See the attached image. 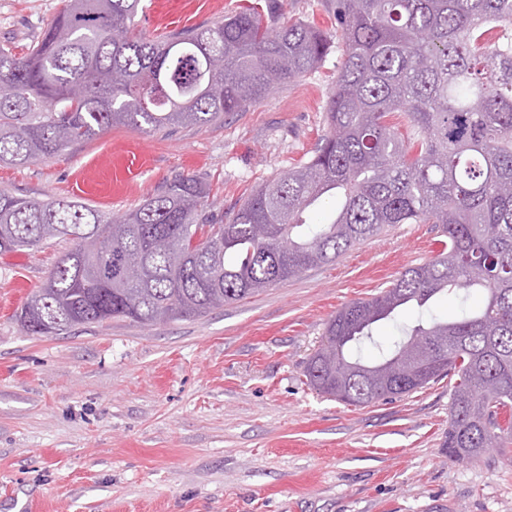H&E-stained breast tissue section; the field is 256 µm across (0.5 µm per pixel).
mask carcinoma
Masks as SVG:
<instances>
[{
    "label": "carcinoma",
    "instance_id": "cac0c4a2",
    "mask_svg": "<svg viewBox=\"0 0 512 512\" xmlns=\"http://www.w3.org/2000/svg\"><path fill=\"white\" fill-rule=\"evenodd\" d=\"M342 34L327 131L303 165L259 185L228 222L206 217L207 185L178 177L112 216L68 198L0 187V255L69 246L24 304L22 331L59 336L112 319L141 326L204 316L305 270L336 262L393 224H436L448 242L327 322L304 376L348 405L453 377L443 447L465 461L512 441V0H325ZM141 0H66L41 40L0 47V162L27 165L116 125L205 126L314 69L329 37L277 28L246 5L211 25L145 40ZM405 125L407 134L399 132ZM325 224L304 214L328 197ZM167 240L171 249L155 250ZM483 294L480 311L417 319L366 362L353 345L380 322L441 295ZM419 337L446 346L421 376L404 372Z\"/></svg>",
    "mask_w": 512,
    "mask_h": 512
}]
</instances>
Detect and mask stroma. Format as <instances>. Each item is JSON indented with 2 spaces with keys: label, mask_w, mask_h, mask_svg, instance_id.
Returning <instances> with one entry per match:
<instances>
[{
  "label": "stroma",
  "mask_w": 512,
  "mask_h": 512,
  "mask_svg": "<svg viewBox=\"0 0 512 512\" xmlns=\"http://www.w3.org/2000/svg\"><path fill=\"white\" fill-rule=\"evenodd\" d=\"M244 0H143L147 40L209 24ZM64 0H0V45L41 39ZM311 22L340 42L323 0H279L272 26ZM340 49L246 111L150 133L117 125L63 154L0 163V186L120 215L179 176L207 182L216 220L307 161L326 132ZM145 166L131 179L129 157ZM433 224H396L335 263L204 316L123 320L60 336L15 314L62 246L0 257V512H512V447L450 460V386L354 407L312 390L304 365L332 314L442 250Z\"/></svg>",
  "instance_id": "stroma-1"
}]
</instances>
